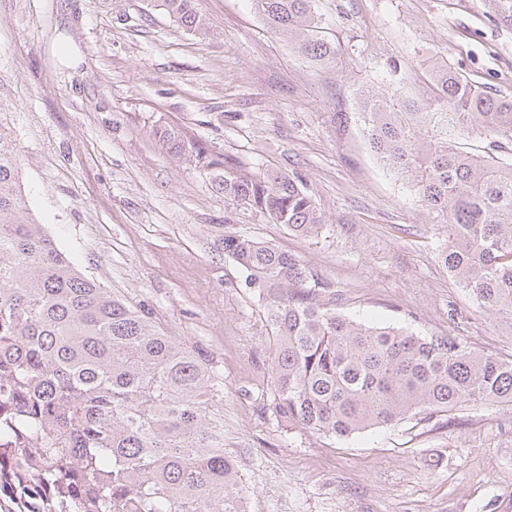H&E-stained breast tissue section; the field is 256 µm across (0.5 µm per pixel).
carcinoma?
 Wrapping results in <instances>:
<instances>
[{"label":"carcinoma","mask_w":512,"mask_h":512,"mask_svg":"<svg viewBox=\"0 0 512 512\" xmlns=\"http://www.w3.org/2000/svg\"><path fill=\"white\" fill-rule=\"evenodd\" d=\"M154 3L209 36L194 0ZM256 3L310 61L334 58L312 0ZM361 116L372 152L445 220L448 274L481 310L512 320V98L447 66L432 71L427 98L398 88ZM474 132L488 141L480 153L465 143ZM159 137L171 153L186 150L175 129ZM215 186L297 236L322 232V213L282 171L248 172L226 156ZM17 187L0 147V458L19 471L36 464L31 478L46 495L35 512H242L212 371L79 271L25 216ZM224 256L262 302L267 411L278 423L348 438L465 405H512V358L351 320L327 281L271 243L226 234Z\"/></svg>","instance_id":"cac0c4a2"}]
</instances>
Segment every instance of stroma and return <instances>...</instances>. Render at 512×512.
I'll use <instances>...</instances> for the list:
<instances>
[{"mask_svg":"<svg viewBox=\"0 0 512 512\" xmlns=\"http://www.w3.org/2000/svg\"><path fill=\"white\" fill-rule=\"evenodd\" d=\"M195 6L204 39L148 0H0V142L28 216L217 371L246 512H512L510 405L336 440L280 426L265 409L263 307L221 243L230 231L300 256L352 319L512 358V320L477 308L448 274L444 221L380 162L359 119L363 95L424 89L441 66L512 96V25L486 0H314L336 50L320 65L255 0ZM169 127L185 156L157 136ZM227 156L296 177L321 235L228 206L214 187Z\"/></svg>","mask_w":512,"mask_h":512,"instance_id":"obj_1","label":"stroma"}]
</instances>
